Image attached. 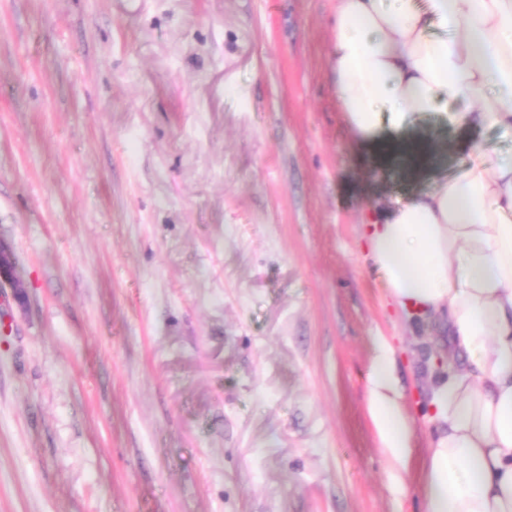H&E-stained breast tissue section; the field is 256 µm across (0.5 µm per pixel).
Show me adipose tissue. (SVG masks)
I'll use <instances>...</instances> for the list:
<instances>
[{
    "instance_id": "adipose-tissue-1",
    "label": "adipose tissue",
    "mask_w": 512,
    "mask_h": 512,
    "mask_svg": "<svg viewBox=\"0 0 512 512\" xmlns=\"http://www.w3.org/2000/svg\"><path fill=\"white\" fill-rule=\"evenodd\" d=\"M331 69L355 147L378 167L436 176L404 202L377 200L362 222L367 259L407 324L448 333L431 364L423 512H512V155L439 176L443 142L407 136L444 109L456 130L512 138V0H337ZM366 409L393 475L406 470L414 420L396 350L373 336Z\"/></svg>"
}]
</instances>
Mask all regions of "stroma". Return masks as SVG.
I'll return each instance as SVG.
<instances>
[{
  "label": "stroma",
  "instance_id": "35a3bbf8",
  "mask_svg": "<svg viewBox=\"0 0 512 512\" xmlns=\"http://www.w3.org/2000/svg\"><path fill=\"white\" fill-rule=\"evenodd\" d=\"M336 0H0V512H423L442 349L405 330L364 207L433 182L370 170L336 104ZM447 145L512 154L438 112ZM392 341L415 454L368 418Z\"/></svg>",
  "mask_w": 512,
  "mask_h": 512
}]
</instances>
